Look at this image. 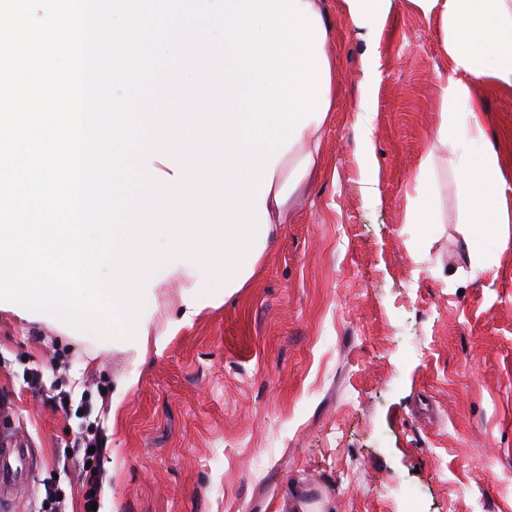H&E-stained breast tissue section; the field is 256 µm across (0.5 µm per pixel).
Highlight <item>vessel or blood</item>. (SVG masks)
<instances>
[{
	"instance_id": "b4317fda",
	"label": "vessel or blood",
	"mask_w": 512,
	"mask_h": 512,
	"mask_svg": "<svg viewBox=\"0 0 512 512\" xmlns=\"http://www.w3.org/2000/svg\"><path fill=\"white\" fill-rule=\"evenodd\" d=\"M34 450L20 432L0 434V512H12L18 490L30 483Z\"/></svg>"
}]
</instances>
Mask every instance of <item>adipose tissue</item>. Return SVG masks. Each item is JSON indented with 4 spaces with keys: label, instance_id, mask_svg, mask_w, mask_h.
<instances>
[{
    "label": "adipose tissue",
    "instance_id": "adipose-tissue-1",
    "mask_svg": "<svg viewBox=\"0 0 512 512\" xmlns=\"http://www.w3.org/2000/svg\"><path fill=\"white\" fill-rule=\"evenodd\" d=\"M425 18L437 19L448 57V81L440 92L441 107L432 128L433 152L417 166V196L409 202L413 223L436 221L438 192L436 151L452 160L456 188L467 204L472 230L467 249L486 236H507L512 231V168L502 150L488 140L485 118L476 90L494 82L512 88V0H412ZM362 139L355 153L361 168L363 191L372 203L381 199L378 180L369 163L373 114L361 102L356 114ZM320 124L310 122L299 141L275 166L273 182L264 201L269 224L288 220L289 202L316 171L320 161Z\"/></svg>",
    "mask_w": 512,
    "mask_h": 512
}]
</instances>
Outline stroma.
Masks as SVG:
<instances>
[{
	"instance_id": "1",
	"label": "stroma",
	"mask_w": 512,
	"mask_h": 512,
	"mask_svg": "<svg viewBox=\"0 0 512 512\" xmlns=\"http://www.w3.org/2000/svg\"><path fill=\"white\" fill-rule=\"evenodd\" d=\"M324 23L323 170L245 288L142 358L0 310V400L39 453L16 512H37L91 435L109 512H404L408 491L422 512H512V246L467 252L442 151L438 223L406 221L448 75L441 28L392 0L370 96L376 205L355 159L369 30L345 0H324ZM479 95L489 138L512 136V90Z\"/></svg>"
}]
</instances>
